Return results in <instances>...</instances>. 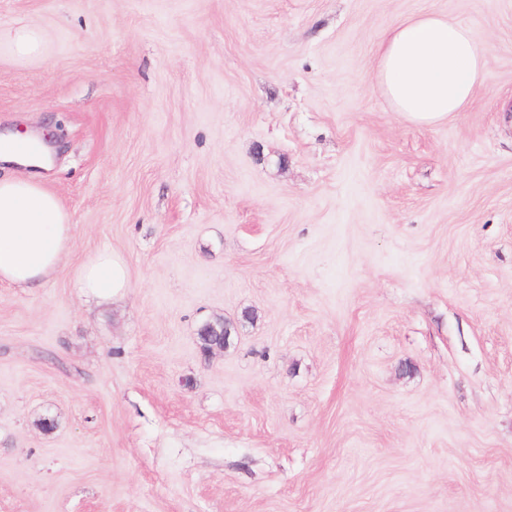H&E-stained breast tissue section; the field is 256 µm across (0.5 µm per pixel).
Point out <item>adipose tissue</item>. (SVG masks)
Here are the masks:
<instances>
[{"label": "adipose tissue", "mask_w": 512, "mask_h": 512, "mask_svg": "<svg viewBox=\"0 0 512 512\" xmlns=\"http://www.w3.org/2000/svg\"><path fill=\"white\" fill-rule=\"evenodd\" d=\"M488 47L468 24L435 14L399 21L378 43L374 75L392 111L410 122L447 120L474 99ZM20 133L0 137V161L25 174L0 177V283L30 288L49 279L70 251L72 226L57 196L35 173L34 152L17 150ZM76 282L88 296L117 295L128 286L127 266L101 250L79 268Z\"/></svg>", "instance_id": "adipose-tissue-1"}]
</instances>
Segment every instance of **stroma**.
Returning <instances> with one entry per match:
<instances>
[{
    "label": "stroma",
    "mask_w": 512,
    "mask_h": 512,
    "mask_svg": "<svg viewBox=\"0 0 512 512\" xmlns=\"http://www.w3.org/2000/svg\"><path fill=\"white\" fill-rule=\"evenodd\" d=\"M426 13L489 44L433 125L373 76ZM22 24L0 130L56 140L73 240L0 284V512H512V0H0ZM7 41L12 53L21 58L39 55L42 52V33L28 26L15 29ZM78 288L87 296L118 295L128 287L127 266L112 250H101L79 268ZM215 317L209 321H206L198 330V342L200 346L205 345L207 342L223 338L224 343L215 344L210 348L209 354L213 353L216 350H223L224 347L228 345L230 336L228 335V329L231 331L234 330L232 325L229 322H226L222 317ZM203 332L207 333V335H203Z\"/></svg>",
    "instance_id": "stroma-1"
}]
</instances>
